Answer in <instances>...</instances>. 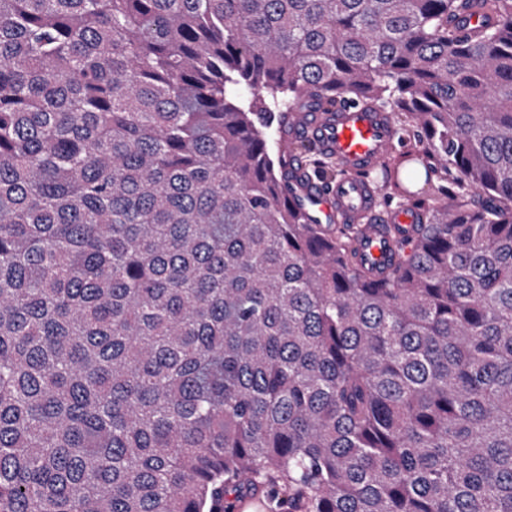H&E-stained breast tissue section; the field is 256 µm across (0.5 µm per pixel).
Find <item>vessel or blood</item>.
I'll list each match as a JSON object with an SVG mask.
<instances>
[{"label":"vessel or blood","instance_id":"1","mask_svg":"<svg viewBox=\"0 0 512 512\" xmlns=\"http://www.w3.org/2000/svg\"><path fill=\"white\" fill-rule=\"evenodd\" d=\"M300 134L313 138L336 161L342 176L323 186L304 172L293 171V198L312 205L319 223L362 225L358 241L362 264L374 277H383L396 258L387 226H395L406 236L418 221L416 210L408 206L377 213V191L365 177L366 171L386 162L393 147L390 114L356 103L344 104L333 112L304 109L289 124L284 140L292 142Z\"/></svg>","mask_w":512,"mask_h":512}]
</instances>
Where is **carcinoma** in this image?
<instances>
[{"mask_svg": "<svg viewBox=\"0 0 512 512\" xmlns=\"http://www.w3.org/2000/svg\"><path fill=\"white\" fill-rule=\"evenodd\" d=\"M349 100L450 183L383 280L271 145ZM246 497L512 512V0H0V512Z\"/></svg>", "mask_w": 512, "mask_h": 512, "instance_id": "obj_1", "label": "carcinoma"}]
</instances>
